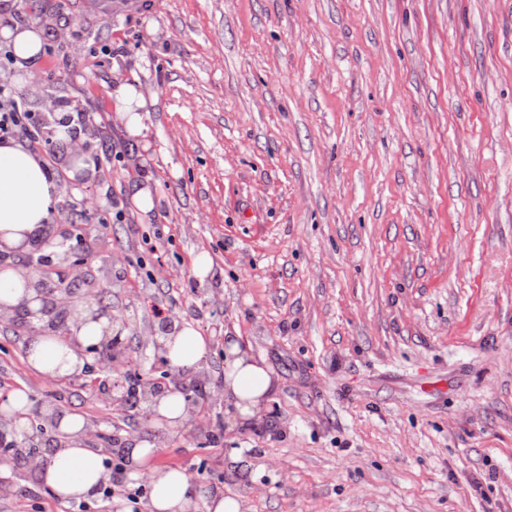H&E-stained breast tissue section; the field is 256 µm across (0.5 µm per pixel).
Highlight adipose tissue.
Wrapping results in <instances>:
<instances>
[{"label": "adipose tissue", "instance_id": "obj_1", "mask_svg": "<svg viewBox=\"0 0 512 512\" xmlns=\"http://www.w3.org/2000/svg\"><path fill=\"white\" fill-rule=\"evenodd\" d=\"M58 202L57 186L49 178L42 157L12 140L0 142V250L27 251L50 219ZM37 277L16 266L0 268V307L9 311L38 312L41 303L32 284ZM112 322L80 309L73 317L66 338L55 336L45 323L26 338L24 354L40 376L57 380L82 373L84 349L106 348L112 338ZM163 356L170 365L197 374L206 369L211 341L191 323L162 340ZM277 384L262 356L235 339L224 344V402L240 426L260 419ZM53 420L62 439L54 451L39 458L37 470L42 483L62 502H81L95 497L112 480L102 449L86 442L90 424L83 417L61 414L44 407L39 410ZM155 446L144 444L127 449L124 460L131 476L145 479L150 488L149 512H190L202 502L204 512H248L245 495L206 491L178 468L148 466Z\"/></svg>", "mask_w": 512, "mask_h": 512}]
</instances>
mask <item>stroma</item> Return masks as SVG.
Returning <instances> with one entry per match:
<instances>
[{
    "label": "stroma",
    "instance_id": "stroma-1",
    "mask_svg": "<svg viewBox=\"0 0 512 512\" xmlns=\"http://www.w3.org/2000/svg\"><path fill=\"white\" fill-rule=\"evenodd\" d=\"M39 56L0 65L28 111L97 112L86 165L49 145L44 232L78 247L133 372L163 319L260 354L256 425L144 422L81 377L43 380L0 328V395L84 416L249 512H512V0H14ZM142 92L133 134L112 92ZM147 188L152 206L132 195ZM124 221H116V211ZM264 468L249 476L232 455ZM55 500L18 463L0 512H148Z\"/></svg>",
    "mask_w": 512,
    "mask_h": 512
}]
</instances>
